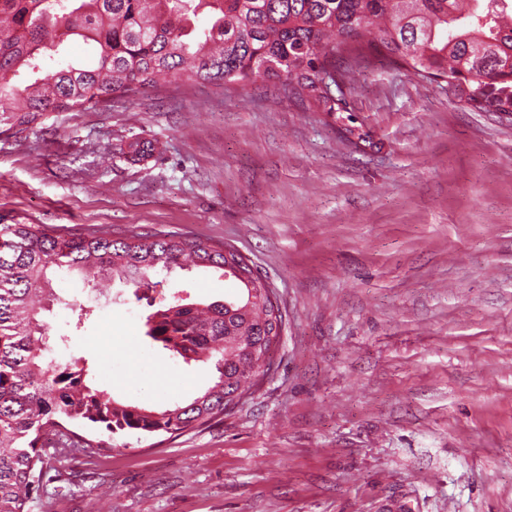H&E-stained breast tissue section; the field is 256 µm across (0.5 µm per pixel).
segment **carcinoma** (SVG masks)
<instances>
[{"label": "carcinoma", "mask_w": 512, "mask_h": 512, "mask_svg": "<svg viewBox=\"0 0 512 512\" xmlns=\"http://www.w3.org/2000/svg\"><path fill=\"white\" fill-rule=\"evenodd\" d=\"M0 0V112L19 124L41 112L80 111L129 98L183 75L220 89L259 78L306 110L338 112L360 70L385 59L449 84L486 112H512V17L502 0ZM205 20V26L199 21ZM80 36L96 61L67 58ZM22 70L33 81L11 83ZM152 151L138 140L125 156ZM232 270L235 302L171 305L148 317L146 336L175 359L212 369L191 401L163 410L116 401L88 383L80 360L60 361L41 313L52 301L49 273L78 272L89 285L112 278L142 289L176 268ZM274 293L232 245L187 236L98 230L72 234L46 224H9L0 238V512H27L51 462L82 450L73 424L111 435L179 436L235 405L272 369L284 317Z\"/></svg>", "instance_id": "obj_1"}]
</instances>
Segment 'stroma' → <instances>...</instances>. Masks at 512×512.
I'll return each mask as SVG.
<instances>
[{"mask_svg":"<svg viewBox=\"0 0 512 512\" xmlns=\"http://www.w3.org/2000/svg\"><path fill=\"white\" fill-rule=\"evenodd\" d=\"M346 103L363 139L261 80L185 78L24 126L0 114V228L228 243L285 317L272 372L233 409L75 454L29 512H512V114L389 64ZM133 140L153 152L127 160ZM53 288L65 357L150 407L210 377L145 337L150 310L239 295L202 268L147 304L117 280Z\"/></svg>","mask_w":512,"mask_h":512,"instance_id":"1","label":"stroma"}]
</instances>
